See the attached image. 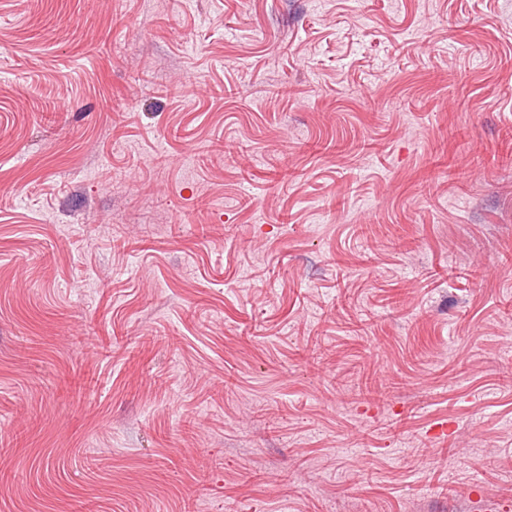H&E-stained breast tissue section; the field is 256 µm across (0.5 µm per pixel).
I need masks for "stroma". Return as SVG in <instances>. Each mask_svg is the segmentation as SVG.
Here are the masks:
<instances>
[{
	"instance_id": "1",
	"label": "stroma",
	"mask_w": 512,
	"mask_h": 512,
	"mask_svg": "<svg viewBox=\"0 0 512 512\" xmlns=\"http://www.w3.org/2000/svg\"><path fill=\"white\" fill-rule=\"evenodd\" d=\"M0 512H512V0H0Z\"/></svg>"
}]
</instances>
